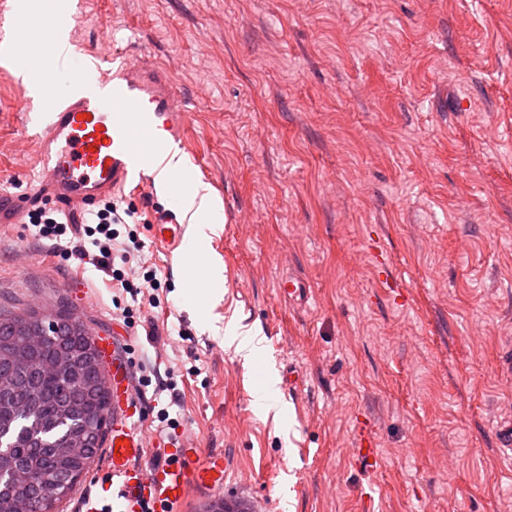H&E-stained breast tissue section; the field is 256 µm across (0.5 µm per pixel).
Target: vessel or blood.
<instances>
[{"instance_id": "1", "label": "vessel or blood", "mask_w": 512, "mask_h": 512, "mask_svg": "<svg viewBox=\"0 0 512 512\" xmlns=\"http://www.w3.org/2000/svg\"><path fill=\"white\" fill-rule=\"evenodd\" d=\"M71 72V90L59 102L53 99L54 72L42 74L40 93L48 108L38 156L39 185L24 201L1 189L0 224L22 223L27 210L45 200L54 202L69 223H83L85 210L99 199L127 186H151L161 152L180 140L181 94L155 65L132 56L121 59L115 72L100 76L82 59ZM152 229L155 239L169 248L183 242L182 224L168 217L157 216ZM112 395L116 418L105 461L119 486L122 512H144L142 504L148 500L154 512H165L167 506L185 501L191 487L223 481V458L213 454L196 467L192 448L180 449L173 462L143 466L140 405L119 366L112 371Z\"/></svg>"}]
</instances>
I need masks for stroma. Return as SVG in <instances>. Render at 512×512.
Returning a JSON list of instances; mask_svg holds the SVG:
<instances>
[{"label":"stroma","instance_id":"obj_1","mask_svg":"<svg viewBox=\"0 0 512 512\" xmlns=\"http://www.w3.org/2000/svg\"><path fill=\"white\" fill-rule=\"evenodd\" d=\"M71 49L135 53L176 80L181 146L225 222L199 244L156 242L157 189L116 192L136 211L166 332L148 344L112 303L111 277L52 261L24 224H0V311L63 306L111 341L133 383L161 374L140 429L230 463L223 486L173 512L244 500L256 512H512L496 446L512 417V0H83ZM31 44L0 69V187L38 186L26 123ZM205 256L220 279L199 288ZM297 274L305 304L278 284ZM260 330L244 364L231 318ZM282 418L253 392L286 365ZM378 449L366 470L354 450ZM111 478L96 454L56 512Z\"/></svg>","mask_w":512,"mask_h":512}]
</instances>
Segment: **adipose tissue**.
<instances>
[{"instance_id":"ef3b65f1","label":"adipose tissue","mask_w":512,"mask_h":512,"mask_svg":"<svg viewBox=\"0 0 512 512\" xmlns=\"http://www.w3.org/2000/svg\"><path fill=\"white\" fill-rule=\"evenodd\" d=\"M159 164L160 169L155 176V184L159 190L167 189L169 172L178 171L185 176L184 188L175 197L174 204L183 216L188 217L192 238L202 240L207 238L208 234L216 232L224 222V215L213 200L211 187L190 177L189 160L178 145H170Z\"/></svg>"}]
</instances>
